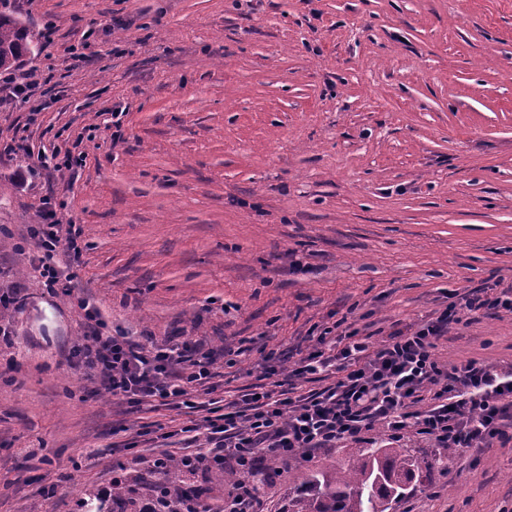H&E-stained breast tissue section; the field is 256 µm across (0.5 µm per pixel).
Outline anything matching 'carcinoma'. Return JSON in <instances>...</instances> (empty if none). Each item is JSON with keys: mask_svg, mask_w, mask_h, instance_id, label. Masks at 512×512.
Segmentation results:
<instances>
[{"mask_svg": "<svg viewBox=\"0 0 512 512\" xmlns=\"http://www.w3.org/2000/svg\"><path fill=\"white\" fill-rule=\"evenodd\" d=\"M40 34L14 16L0 12V70H9L31 56ZM431 463L413 448H362L346 467L329 465L302 477L288 488V512H389L393 502L424 483ZM122 477L107 496L90 491L78 497V512H143L140 496L152 498L151 512H195L211 487L242 480L262 492L273 482L272 468L232 472L204 459L168 457L132 473L119 464ZM205 485L195 484L196 476Z\"/></svg>", "mask_w": 512, "mask_h": 512, "instance_id": "1", "label": "carcinoma"}]
</instances>
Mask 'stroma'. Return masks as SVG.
<instances>
[{
	"label": "stroma",
	"mask_w": 512,
	"mask_h": 512,
	"mask_svg": "<svg viewBox=\"0 0 512 512\" xmlns=\"http://www.w3.org/2000/svg\"><path fill=\"white\" fill-rule=\"evenodd\" d=\"M42 31L22 70L45 103L0 105V143L82 139L78 175L0 158V268L26 287L0 317V512H53L41 476L103 489L141 425L193 412L130 410L69 361L79 310L29 266L46 193L82 230L73 283L109 329L194 336L232 401L273 348L306 354L342 319L382 340L472 288L512 286V0H0ZM82 49L74 61L71 47ZM120 119H113V112ZM301 267H292L289 253ZM441 362L512 364V312L464 318ZM365 438L302 455L298 473L349 463ZM424 448L431 475L392 512H512V429L481 449ZM41 449V457L24 451ZM277 471L265 512L298 473Z\"/></svg>",
	"instance_id": "stroma-1"
}]
</instances>
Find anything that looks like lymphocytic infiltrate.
<instances>
[{"instance_id":"lymphocytic-infiltrate-1","label":"lymphocytic infiltrate","mask_w":512,"mask_h":512,"mask_svg":"<svg viewBox=\"0 0 512 512\" xmlns=\"http://www.w3.org/2000/svg\"><path fill=\"white\" fill-rule=\"evenodd\" d=\"M27 236L37 250L31 265L42 286L61 291L82 312L84 332L71 361L98 378L105 391L132 407L148 401L179 405L190 390L209 382L213 359L203 341L145 343L111 332L90 296L72 287L70 269L83 252L79 228L45 209L39 223L28 225ZM463 308L512 312V289H473L462 303H449L437 317L393 331L378 344L327 326L299 360L286 350L268 352L263 369L271 386H252L227 410L208 409L177 429L186 458L242 469L261 451L288 459L360 439L378 425L397 439L414 435L440 448L482 447L512 425V367L438 362L437 343L460 323ZM333 370L340 371L338 380L296 393L295 380Z\"/></svg>"}]
</instances>
